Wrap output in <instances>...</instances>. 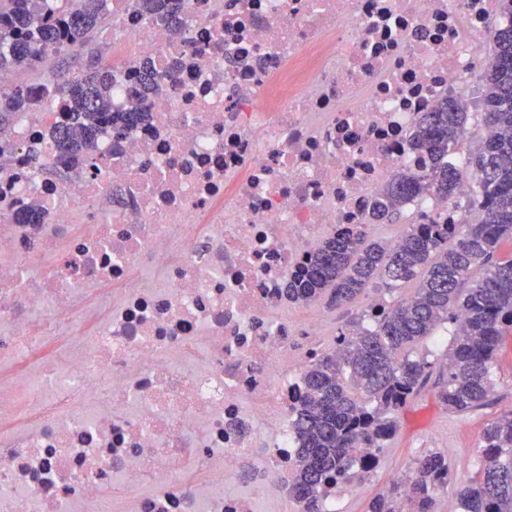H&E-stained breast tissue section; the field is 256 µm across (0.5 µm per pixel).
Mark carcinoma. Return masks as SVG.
<instances>
[{
    "label": "carcinoma",
    "mask_w": 512,
    "mask_h": 512,
    "mask_svg": "<svg viewBox=\"0 0 512 512\" xmlns=\"http://www.w3.org/2000/svg\"><path fill=\"white\" fill-rule=\"evenodd\" d=\"M106 0H0V72L35 69L49 53L62 57L89 46ZM182 0H138L147 12L175 20ZM482 124L494 134L466 147L467 107L446 98L417 123L411 146L424 158L401 166L378 194L371 223L329 238L311 252L304 272L285 288L302 304L355 303L377 288L393 293L417 281L409 298L383 304L368 322L352 321L304 376L295 420L298 444L290 491L303 512H325L328 487L367 474L396 432L397 416L417 397L433 368L413 349L444 321L454 324L436 395L448 411L468 413L494 393L502 340L512 336V259L498 257L512 240V18L491 30L489 63L480 76ZM55 91L69 102V121L51 132L53 147L85 157L102 134L120 137L146 112L109 111L112 66L90 62L87 73L61 74ZM20 88L0 98V134L27 109ZM472 179L469 193L460 183ZM436 196L459 211L454 224H411L394 246L371 238L378 224L404 216L414 199ZM452 480L448 455L431 452L404 480L374 496L368 512H436V493ZM461 512H512V411L486 425L476 476L459 490Z\"/></svg>",
    "instance_id": "carcinoma-1"
}]
</instances>
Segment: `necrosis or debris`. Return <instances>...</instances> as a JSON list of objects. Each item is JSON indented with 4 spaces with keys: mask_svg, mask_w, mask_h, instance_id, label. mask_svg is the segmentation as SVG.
<instances>
[{
    "mask_svg": "<svg viewBox=\"0 0 512 512\" xmlns=\"http://www.w3.org/2000/svg\"><path fill=\"white\" fill-rule=\"evenodd\" d=\"M498 5L184 0L175 27L106 0L112 109L148 121L74 165L34 81L0 154V421L44 411L0 429V512H300L293 407L324 347L285 288L418 165L409 129L470 91Z\"/></svg>",
    "mask_w": 512,
    "mask_h": 512,
    "instance_id": "necrosis-or-debris-1",
    "label": "necrosis or debris"
}]
</instances>
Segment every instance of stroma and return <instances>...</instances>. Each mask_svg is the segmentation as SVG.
Returning <instances> with one entry per match:
<instances>
[{"label": "stroma", "instance_id": "35a3bbf8", "mask_svg": "<svg viewBox=\"0 0 512 512\" xmlns=\"http://www.w3.org/2000/svg\"><path fill=\"white\" fill-rule=\"evenodd\" d=\"M496 391L486 406L465 414L449 412L432 389H425L401 410L395 436L384 449L379 466L372 473L356 474L353 483L363 491L344 485L337 494L339 512H365L371 498L383 487L406 478L417 461L431 451L448 455L453 479L437 494V512H459L458 492L474 476L484 427L506 410H512V339L500 351Z\"/></svg>", "mask_w": 512, "mask_h": 512}]
</instances>
